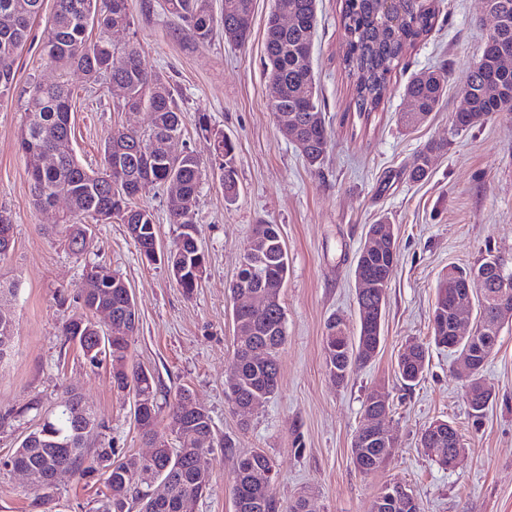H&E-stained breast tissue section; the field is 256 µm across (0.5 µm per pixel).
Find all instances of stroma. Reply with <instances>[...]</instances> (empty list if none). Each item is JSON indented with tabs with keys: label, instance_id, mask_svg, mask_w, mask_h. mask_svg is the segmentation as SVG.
Here are the masks:
<instances>
[{
	"label": "stroma",
	"instance_id": "obj_1",
	"mask_svg": "<svg viewBox=\"0 0 512 512\" xmlns=\"http://www.w3.org/2000/svg\"><path fill=\"white\" fill-rule=\"evenodd\" d=\"M164 0H131L134 23L114 35L134 42L143 67L169 76L183 127L171 148L213 157L214 135L235 140L239 193L224 198L218 176L204 178L196 210L198 241L206 255L199 287L185 295L164 264H147L126 225L95 224L92 243L72 255L56 210L31 198L26 160L17 134L33 83L57 80L42 50L54 0H44L15 64L14 88L0 100V210L15 225V245L0 260V275L18 284L13 300L17 335L0 362V456L54 410L64 390L78 393L102 429L92 447L112 446L116 458L148 453L134 422L132 398L112 385V366H90L66 343L61 325L76 309L86 269L103 265L130 286L139 331L130 364L152 373L163 392L189 389L210 414L217 435L236 442L210 462L212 490L195 512H233L232 474L238 454L262 449L273 460L275 497L282 512L308 494L310 512H371L381 488L405 485L425 512H512V324L502 328L485 378L495 392L481 418L465 398L468 373L455 368L448 349L430 346L424 377L405 385L396 371L399 351L428 343L434 289L449 265L473 264L485 249L512 259V115H501L449 137L461 91L494 26L484 0H436L438 17L427 38L410 48L392 72L391 92L370 119L359 118L344 68L341 0H319L313 66L331 134L321 173L309 170L282 137L268 109L269 79L263 40L277 0H254L250 42L231 47L222 37L201 44L163 10ZM448 66V95L427 121L408 129L400 115L410 106L403 87L416 72ZM73 91L72 146L86 168L99 170L112 128L144 129L146 112H117L105 84L69 73ZM206 125H199V117ZM448 148L431 162L429 176L408 172L431 141ZM278 225L290 257L281 292L286 339L278 362V391L262 409L235 413L225 394L236 330L230 286L250 227ZM390 225L395 238L393 275L386 299L383 339L376 359L353 368L343 384L326 371L323 336L329 317L356 327L354 270L370 225ZM390 394L388 414L396 447L373 473L355 468L351 443L372 389ZM436 420L452 422L465 448L456 468L445 470L418 446ZM99 476H60L52 490L56 512H101ZM0 512H44L23 477L0 466Z\"/></svg>",
	"mask_w": 512,
	"mask_h": 512
}]
</instances>
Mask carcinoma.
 Wrapping results in <instances>:
<instances>
[{
	"label": "carcinoma",
	"instance_id": "carcinoma-1",
	"mask_svg": "<svg viewBox=\"0 0 512 512\" xmlns=\"http://www.w3.org/2000/svg\"><path fill=\"white\" fill-rule=\"evenodd\" d=\"M294 21L286 27L267 17L264 31V70L269 81L278 85V99L268 102L273 116L292 113L298 121L302 141L299 153L311 170L321 169L330 146L322 99L313 68V41L317 26L318 0H286ZM43 0H0V97L10 93L15 80L14 64L26 43L30 28L40 16ZM489 11L498 23L486 37L481 56L471 70L462 91L466 107L457 110L451 122L452 135H459L503 112H512V64L503 62V51L512 50V0H487ZM165 11L176 19L182 30L194 40L205 43L217 31L225 43L241 47L251 39L254 25L253 0H224L221 15L214 14L211 0H165ZM435 11L425 0H407L406 16L395 30L382 28L381 16L368 0H343L341 22L345 36L343 63L352 80V99L356 111L369 118L386 98L393 64L399 62L417 42L427 37L435 25ZM133 25L129 0H54V10L47 26L44 51L47 59L63 70H78L87 81H105L114 111L145 110L149 122L141 131L117 128L104 144L103 169H86L77 159L71 139V101L73 94L63 82L37 84L27 101L25 120L17 135L19 150L26 158L30 195L35 206L50 207L56 196L67 194L69 212L63 217L62 233L66 243L82 240V248L71 250L80 256L89 248L85 241L86 221H117L134 224L139 229L135 242L139 249L157 241L153 212L140 204L147 191L177 179L180 192L167 198L168 220L180 233L168 249L167 263L179 265L183 274L177 286L191 295L201 281L206 266L205 252L196 247L195 208L207 168L195 154L184 152L167 157L149 151L154 139L179 136L182 132L181 110L174 91L164 74L146 71L136 46L112 44L107 33ZM98 29L92 39L89 33ZM448 91V70L442 64L422 70L410 78L404 93L415 111L403 114L406 126L425 122L437 111ZM444 142L430 141L419 152L409 177L419 181L427 177L431 158L445 150ZM236 145L222 133L216 134L215 166L224 187V197L231 201L238 193L235 166ZM246 264L230 288L237 296L240 286L253 291L275 283L284 287L288 278V250L276 224L252 225L246 248ZM369 270L382 283L383 291L356 289L358 311H385L393 262L387 256H366L359 252L354 277ZM499 289H486L478 300L479 322L504 326L509 317L499 312L495 295ZM80 310L63 322L62 336L77 344L89 365L94 367L99 346L93 314L101 306L112 310V331L126 336L112 347V383L119 390L146 393L152 409L137 421L142 438L149 444L162 443L161 454L154 458L129 455L114 459L113 448H97L90 453L84 434L76 432L74 413L83 404L71 390L46 417L41 427L29 433L14 451L15 460L43 476L44 482L33 487L41 504L52 512L51 481L54 470L63 468L83 479L99 473L107 489L103 512H194L197 502L210 490L211 471L207 456L214 453L215 428L204 408L187 414L182 399L189 390L182 389L174 398L159 403L162 393L155 377L128 364L129 338L136 335L138 317L134 297L127 294L126 281L118 274L100 281L95 288L79 289ZM448 280L436 288L431 323V337L438 347H448ZM233 321L248 318V340L237 337L230 364L227 397L239 413H250L264 406L279 388L278 353L285 342L286 321L275 292L272 307L258 315L232 308ZM382 327L373 325L351 333L341 320L333 318L323 337L326 369L330 379L341 384L355 366L375 360L381 345ZM15 338L14 310L0 307V359L11 352ZM428 348L418 343L407 346L398 355L397 372L409 386L419 382L426 368ZM493 399L490 387L477 392L470 410L474 416L484 413ZM378 409L390 410L389 393L374 389L364 402L363 414ZM166 414L169 429L176 434L177 447L169 445L166 432L159 429L161 414ZM420 447L442 464L441 458L461 459L465 448L448 437H436L426 428ZM389 452L381 445L367 444L354 435L351 456L356 468L370 465ZM254 464L234 471L232 494L234 512H279L273 492L274 482L267 470L272 459L262 450L248 452ZM163 495L155 496L158 484ZM376 512H424L411 493L401 494L395 485L381 489L374 503Z\"/></svg>",
	"mask_w": 512,
	"mask_h": 512
}]
</instances>
